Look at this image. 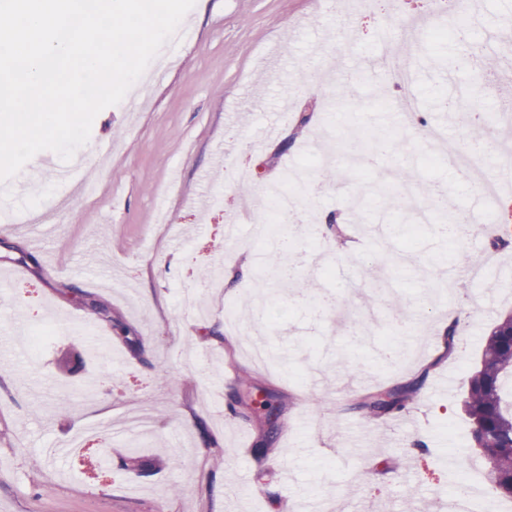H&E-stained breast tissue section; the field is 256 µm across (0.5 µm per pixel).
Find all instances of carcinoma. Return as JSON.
I'll return each mask as SVG.
<instances>
[{
  "label": "carcinoma",
  "instance_id": "cac0c4a2",
  "mask_svg": "<svg viewBox=\"0 0 512 512\" xmlns=\"http://www.w3.org/2000/svg\"><path fill=\"white\" fill-rule=\"evenodd\" d=\"M89 307L106 323L115 339L130 349L138 345L134 331L112 320V310L104 303ZM427 373L386 392H368L356 398L353 409L363 416L380 420L405 409L413 394L424 383ZM512 380V315L499 323L488 337L481 366L469 379L464 405L473 421L471 439L480 448L488 467L492 488L512 497V401L504 397V384Z\"/></svg>",
  "mask_w": 512,
  "mask_h": 512
}]
</instances>
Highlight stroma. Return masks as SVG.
I'll return each mask as SVG.
<instances>
[{
  "instance_id": "1",
  "label": "stroma",
  "mask_w": 512,
  "mask_h": 512,
  "mask_svg": "<svg viewBox=\"0 0 512 512\" xmlns=\"http://www.w3.org/2000/svg\"><path fill=\"white\" fill-rule=\"evenodd\" d=\"M433 9L196 0L160 52L167 67L95 117L74 155L80 182H59L65 161L43 151L0 184L12 218L0 223V339L12 351L0 363V512H448L464 468L485 464L462 401L493 327L512 315V244L493 249L490 231L446 239L412 212L437 185L467 221L512 220L448 163L469 150L489 174L512 151L484 77L486 59H512V45L483 44L512 27V0H477L475 18L459 11L428 30L412 58L411 127L395 110L401 86L366 67L387 29L422 25ZM343 72L356 104L336 100ZM474 93L477 144L466 113L445 107ZM436 126L445 143L426 137ZM378 139L387 150L360 165ZM400 165L414 177L407 199L394 189ZM289 172L304 222L255 237L242 214L272 206L261 189ZM287 234L302 264L284 285L267 258ZM462 251L494 255L481 280L457 274ZM24 253L32 262L19 263ZM218 263L237 280L212 287ZM92 299L136 331L137 350L108 341ZM452 317L459 344L447 356ZM65 318L92 321L97 346L57 332L28 342ZM215 329L221 342L208 340ZM244 372L253 403L235 416L225 396ZM420 372L403 412L373 422L351 410L357 394ZM448 376L451 393L437 387ZM266 394L278 436L258 456L266 415L254 400ZM132 448L143 451L133 465Z\"/></svg>"
}]
</instances>
